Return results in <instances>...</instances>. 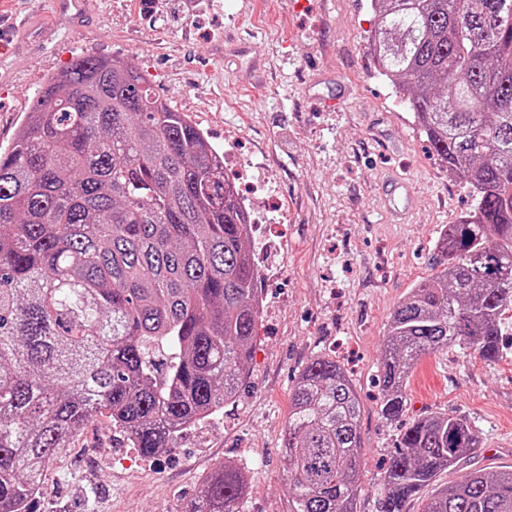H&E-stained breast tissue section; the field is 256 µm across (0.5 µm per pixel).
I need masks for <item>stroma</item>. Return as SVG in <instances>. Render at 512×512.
<instances>
[{
  "instance_id": "1",
  "label": "stroma",
  "mask_w": 512,
  "mask_h": 512,
  "mask_svg": "<svg viewBox=\"0 0 512 512\" xmlns=\"http://www.w3.org/2000/svg\"><path fill=\"white\" fill-rule=\"evenodd\" d=\"M14 9L0 53V150L74 57L129 59L225 151L224 175L258 220L262 270L263 310L237 401L156 458L97 416L51 462L39 512H180L200 475L229 460L251 470L244 512H286L281 433L315 353L336 356L363 403L359 512H376L398 435L423 414L465 417L481 442L439 483L512 465L510 316L496 361L456 346L423 355L406 414L390 422L380 413L390 316L431 275L440 229L472 199L413 125L409 99L379 75L371 0H90L75 21L54 0H14ZM394 175L411 183L410 216L382 190Z\"/></svg>"
}]
</instances>
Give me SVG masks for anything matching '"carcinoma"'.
I'll return each mask as SVG.
<instances>
[{"instance_id": "cac0c4a2", "label": "carcinoma", "mask_w": 512, "mask_h": 512, "mask_svg": "<svg viewBox=\"0 0 512 512\" xmlns=\"http://www.w3.org/2000/svg\"><path fill=\"white\" fill-rule=\"evenodd\" d=\"M379 73L473 204L435 242L434 273L394 310L379 363L398 420L418 357L500 354L512 309V0H371ZM254 218L224 152L148 76L81 56L51 76L0 151V512H35V486L98 414L147 458L234 400L261 316ZM361 402L314 354L282 437L287 512H358ZM479 437L436 413L401 434L377 512H512V465L437 484ZM250 475L227 461L181 512H241Z\"/></svg>"}]
</instances>
